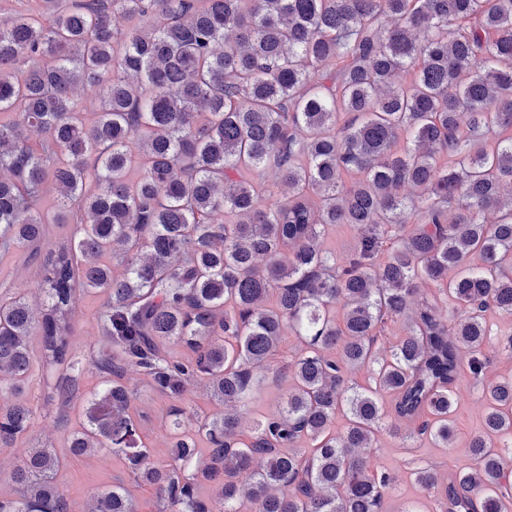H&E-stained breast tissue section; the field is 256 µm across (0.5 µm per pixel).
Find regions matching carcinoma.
Here are the masks:
<instances>
[{
	"mask_svg": "<svg viewBox=\"0 0 512 512\" xmlns=\"http://www.w3.org/2000/svg\"><path fill=\"white\" fill-rule=\"evenodd\" d=\"M9 2L0 249L37 248L48 224L79 231L45 256L43 306L0 300V447L18 449L19 489L0 512H74L57 451L19 447L31 421L20 395L34 335L45 370L66 371L57 398L78 392L79 291L105 295L110 349L93 361L102 389L67 437L69 456L117 454L163 512H213L191 472L203 438V477L224 512H381L391 477L362 449L385 426L383 395L412 425L405 438L448 447L460 352L480 375L488 313L512 315V0H33L6 16ZM400 72L410 79L396 82ZM85 85L101 90L90 124L75 98ZM48 183L58 195L44 209ZM334 224L360 230L343 259L322 248ZM426 285L448 319L416 301ZM405 316L406 333L380 354L385 325ZM289 333L303 343L292 386L245 437L229 406L252 398ZM170 341L192 357L166 352ZM130 367L174 403L202 381L224 411L187 430L172 407L174 453L160 463L129 413ZM362 367L370 385L347 384ZM482 398L471 464L441 489L446 512H504L512 499V377ZM338 412L347 424L333 433ZM413 475L439 487L433 468ZM88 512L138 506L119 483Z\"/></svg>",
	"mask_w": 512,
	"mask_h": 512,
	"instance_id": "carcinoma-1",
	"label": "carcinoma"
}]
</instances>
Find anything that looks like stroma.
<instances>
[{"instance_id":"stroma-1","label":"stroma","mask_w":512,"mask_h":512,"mask_svg":"<svg viewBox=\"0 0 512 512\" xmlns=\"http://www.w3.org/2000/svg\"><path fill=\"white\" fill-rule=\"evenodd\" d=\"M76 227L72 224L49 225L41 252L32 250L0 251V298L24 293L32 304H40L44 250L55 247L71 237ZM103 296L77 294L75 318L72 323L71 350L78 362L80 398L70 406H62L58 399L50 398L47 376L41 366H34L31 379L22 394L32 410L31 425L26 438L27 447L49 446L64 450L67 436L76 423L82 401L100 388V376L91 364L92 356L105 348L106 341L96 321ZM493 336L487 346L491 362L484 372L483 381H476L469 369H461L451 390L457 401L455 412L457 435L451 447L441 448L429 438L405 442L402 435L382 430L370 452L374 467L385 470L392 478L391 487L384 498V512H443L435 494L422 490L414 481L415 469L434 466L440 480H447L451 471L469 463L467 443L481 429L484 403L481 384L512 373V352L503 349L501 336L512 334V316L490 314ZM301 349L296 336H286L278 351L271 357L265 370L258 374L252 399L239 407L244 429H251L260 417L277 412L291 386L290 364ZM127 378L134 391L130 412L141 426V439L151 448L155 459L169 460L172 438L169 401L154 391L148 380L135 370H128ZM123 480L135 494L139 512H158L154 489L136 485L132 476L124 471L119 456L108 459L85 458L69 460L60 469L57 481L74 504L75 512H87L94 494L110 488L115 480Z\"/></svg>"}]
</instances>
